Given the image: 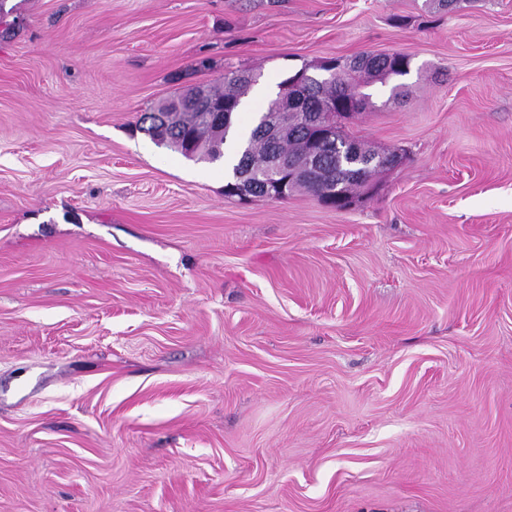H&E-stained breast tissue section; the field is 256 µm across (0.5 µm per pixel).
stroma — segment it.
Segmentation results:
<instances>
[{
    "instance_id": "obj_1",
    "label": "stroma",
    "mask_w": 512,
    "mask_h": 512,
    "mask_svg": "<svg viewBox=\"0 0 512 512\" xmlns=\"http://www.w3.org/2000/svg\"><path fill=\"white\" fill-rule=\"evenodd\" d=\"M364 53L350 209L140 128ZM0 512H512V0H5Z\"/></svg>"
}]
</instances>
